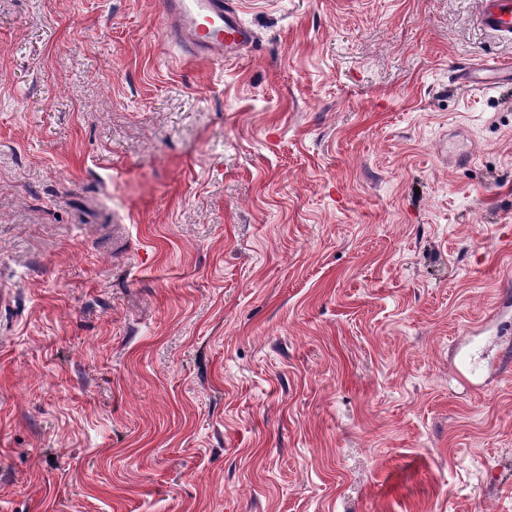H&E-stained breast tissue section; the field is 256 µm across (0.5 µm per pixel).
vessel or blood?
I'll return each instance as SVG.
<instances>
[{
  "label": "vessel or blood",
  "instance_id": "b4317fda",
  "mask_svg": "<svg viewBox=\"0 0 512 512\" xmlns=\"http://www.w3.org/2000/svg\"><path fill=\"white\" fill-rule=\"evenodd\" d=\"M479 24L512 42V0H479ZM163 36L189 60L241 56L257 41L240 0H162Z\"/></svg>",
  "mask_w": 512,
  "mask_h": 512
}]
</instances>
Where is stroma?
I'll list each match as a JSON object with an SVG mask.
<instances>
[{
	"label": "stroma",
	"mask_w": 512,
	"mask_h": 512,
	"mask_svg": "<svg viewBox=\"0 0 512 512\" xmlns=\"http://www.w3.org/2000/svg\"><path fill=\"white\" fill-rule=\"evenodd\" d=\"M0 0V512H512V63L478 0ZM161 14L164 39L188 60L235 58L257 41L240 0H163Z\"/></svg>",
	"instance_id": "stroma-1"
}]
</instances>
